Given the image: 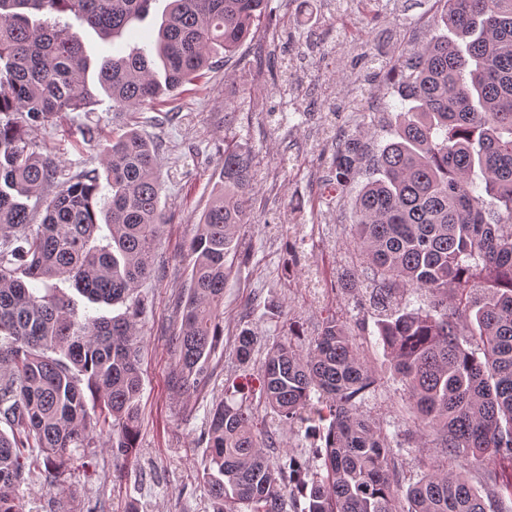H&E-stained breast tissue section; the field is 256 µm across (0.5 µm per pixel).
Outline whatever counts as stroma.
<instances>
[{
	"label": "stroma",
	"mask_w": 512,
	"mask_h": 512,
	"mask_svg": "<svg viewBox=\"0 0 512 512\" xmlns=\"http://www.w3.org/2000/svg\"><path fill=\"white\" fill-rule=\"evenodd\" d=\"M369 12L359 0H269L270 16L254 24L231 57L161 106L120 112L99 89L92 104L65 126L37 122L30 136L69 173L102 171L99 148L83 141L94 125L111 132L132 127L156 149L165 224L154 268L138 290L142 390L138 449L125 457L97 449L89 467L68 466L63 491L33 473L19 492L21 512H217L205 483L206 448L199 442L218 402L243 406L272 430L270 461L294 453L311 458L315 444L299 426L282 424L260 396L259 367L276 341L306 349L327 316L344 322L378 382L357 400L358 410L383 424L391 441L408 439V395L378 343L379 314L366 284L371 273L353 237L349 198L327 195L333 153L324 129L366 132L369 151L392 141L389 121L404 105L396 84L373 75L375 62L394 63L437 32V0H381ZM233 142L254 157L255 190L242 225L238 259L224 286V334L207 377L190 390L175 376L173 336L181 327L188 246L208 207ZM333 265L328 287L311 285L322 255ZM259 338L249 362L234 351L241 329ZM444 460L433 439L395 458L402 486L416 483ZM447 461V460H444ZM478 477L475 462L447 461Z\"/></svg>",
	"instance_id": "1"
}]
</instances>
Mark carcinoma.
Returning <instances> with one entry per match:
<instances>
[{"label":"carcinoma","mask_w":512,"mask_h":512,"mask_svg":"<svg viewBox=\"0 0 512 512\" xmlns=\"http://www.w3.org/2000/svg\"><path fill=\"white\" fill-rule=\"evenodd\" d=\"M152 0H0V512H20L19 487L61 470L91 448H137L142 390L136 292L151 276L166 224L160 162L136 130L82 135L101 149L104 175L65 174L29 138L36 122L85 109L90 67L74 25L109 43L100 88L120 112L169 98L249 37L268 0H170L154 48L111 43ZM454 35L424 40L398 71L408 109L376 158L380 177L357 194L355 241L382 306L380 343L415 412L414 438L482 465L477 489L434 465L402 507L393 458L404 449L355 400L374 384L346 326L328 317L306 351L268 347L262 397L283 422H314L322 460L294 454L272 465V436L253 415L220 403L207 429L208 491L238 512H506L512 499V0H442ZM361 135L338 149L329 186L344 191ZM491 197L477 193L479 183ZM254 191L251 155L224 144L219 187L189 244L190 271L174 344L177 381L195 387L224 335V284ZM44 210L31 223L32 207ZM111 232L101 244L98 214ZM98 303H128L120 317L79 313L54 281ZM412 290L434 295L408 309ZM258 344L244 328L236 355ZM93 410H88V404Z\"/></svg>","instance_id":"obj_1"}]
</instances>
